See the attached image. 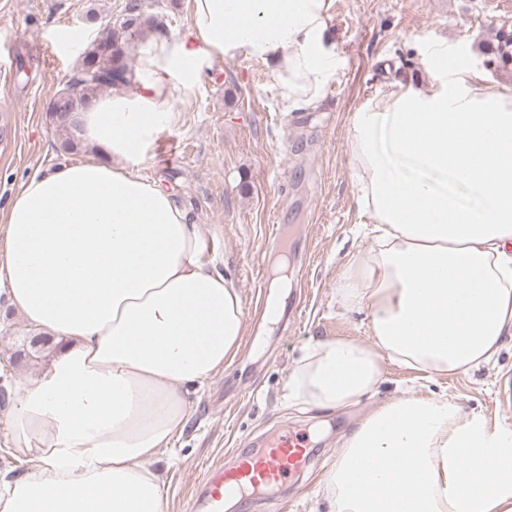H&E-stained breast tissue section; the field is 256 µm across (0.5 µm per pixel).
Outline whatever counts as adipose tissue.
<instances>
[{"instance_id": "ef3b65f1", "label": "adipose tissue", "mask_w": 512, "mask_h": 512, "mask_svg": "<svg viewBox=\"0 0 512 512\" xmlns=\"http://www.w3.org/2000/svg\"><path fill=\"white\" fill-rule=\"evenodd\" d=\"M334 0H190L188 33L139 37L130 86L71 117L90 152L28 177L0 225V280L60 351L23 385L0 512H163L151 463L187 422V397L242 345L244 301L186 207L138 166L175 121L200 61L238 50L272 63L285 110L316 106L339 67ZM350 152L374 247L337 290L370 344L319 341L285 399L335 411L378 393L382 359L428 375L489 363L512 335V86L467 74L398 82L354 113ZM418 165L409 178L400 166ZM470 199L448 202L428 174ZM331 512H512V427L444 395L378 403L338 439Z\"/></svg>"}]
</instances>
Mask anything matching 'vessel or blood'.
Here are the masks:
<instances>
[{"label": "vessel or blood", "instance_id": "obj_1", "mask_svg": "<svg viewBox=\"0 0 512 512\" xmlns=\"http://www.w3.org/2000/svg\"><path fill=\"white\" fill-rule=\"evenodd\" d=\"M301 442L289 434L270 439L262 451L241 456L228 471L207 472L193 494L189 512H224L227 497L265 496V512H279L276 500L267 493L298 470Z\"/></svg>", "mask_w": 512, "mask_h": 512}]
</instances>
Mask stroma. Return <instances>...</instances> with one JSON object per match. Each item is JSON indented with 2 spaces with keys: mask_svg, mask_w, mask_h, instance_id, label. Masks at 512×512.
I'll use <instances>...</instances> for the list:
<instances>
[{
  "mask_svg": "<svg viewBox=\"0 0 512 512\" xmlns=\"http://www.w3.org/2000/svg\"><path fill=\"white\" fill-rule=\"evenodd\" d=\"M134 1L168 35L189 30L188 0H0V214L28 177L63 157L49 106L93 41ZM506 29L512 17H502L495 0H334L328 30L341 63L317 108L285 111L271 65L241 51L204 63L196 85L177 95V120L159 135L141 174L188 207L206 253L223 257L244 302L269 291L279 256L272 226L288 243L290 268L276 320L247 318L239 352L191 394L183 433L155 462L165 512H185L208 469L227 463L241 440L283 430L301 438L311 457L302 478L289 482L283 512H328L322 480L336 462V440L374 400L311 417L288 407L284 386L314 342L369 340L359 315L343 313L336 296L347 261L373 244V222L355 199L353 115L394 83L424 77L440 45L462 55L485 87L512 83V64L483 65ZM29 335L0 289V470L14 474L27 463L7 447L5 415L17 387L54 357L51 344L30 346ZM383 376L380 399L433 392L489 422L512 424V335L493 362L468 373L428 378L387 361Z\"/></svg>",
  "mask_w": 512,
  "mask_h": 512,
  "instance_id": "35a3bbf8",
  "label": "stroma"
}]
</instances>
